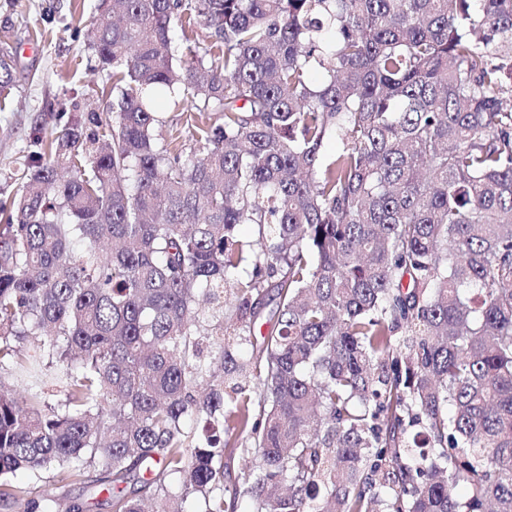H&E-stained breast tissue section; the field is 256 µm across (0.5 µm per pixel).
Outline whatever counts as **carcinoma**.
Wrapping results in <instances>:
<instances>
[{"label":"carcinoma","mask_w":512,"mask_h":512,"mask_svg":"<svg viewBox=\"0 0 512 512\" xmlns=\"http://www.w3.org/2000/svg\"><path fill=\"white\" fill-rule=\"evenodd\" d=\"M92 25L112 111L72 104L0 200L28 387H0V500L52 512L11 476L93 467L112 512H512V0H99Z\"/></svg>","instance_id":"obj_1"}]
</instances>
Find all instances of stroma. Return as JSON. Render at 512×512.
Listing matches in <instances>:
<instances>
[{
    "instance_id": "35a3bbf8",
    "label": "stroma",
    "mask_w": 512,
    "mask_h": 512,
    "mask_svg": "<svg viewBox=\"0 0 512 512\" xmlns=\"http://www.w3.org/2000/svg\"><path fill=\"white\" fill-rule=\"evenodd\" d=\"M98 0H0V51L15 57L13 85L0 99V199L15 196L40 128L63 126L72 102L109 111L112 73L89 45Z\"/></svg>"
}]
</instances>
